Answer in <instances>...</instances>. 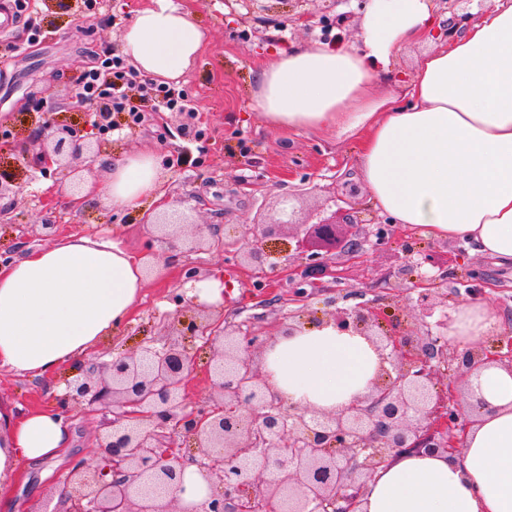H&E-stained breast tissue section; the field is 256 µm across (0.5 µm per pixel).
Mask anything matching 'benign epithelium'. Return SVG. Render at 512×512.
Instances as JSON below:
<instances>
[{"label":"benign epithelium","instance_id":"benign-epithelium-1","mask_svg":"<svg viewBox=\"0 0 512 512\" xmlns=\"http://www.w3.org/2000/svg\"><path fill=\"white\" fill-rule=\"evenodd\" d=\"M106 146L98 136L57 128L42 140L37 161L48 171L99 155ZM289 202L281 200L277 221L262 219L245 228L233 256L261 261L268 239L285 227L313 234L321 247H339L350 257L366 244L377 250L387 240L383 224H296ZM188 224L184 213L174 211L149 231L158 240L180 239L193 251L205 235L200 228L186 234ZM411 263L418 270V329L383 327L373 305L328 313L337 328L367 337L384 362L364 397L338 412L312 411L275 393L256 363L272 335L226 325L201 304L202 315L181 322L179 335L203 339L213 349V396L189 401L185 385L195 356L176 341L159 347L150 341L80 366L67 382L64 402L98 406L112 417L98 425L104 465L92 471L73 465L60 512H356L366 482L382 465L405 454L460 452L484 407L470 377L489 362L512 372V332L502 334L499 345L479 344L458 354L445 339L448 319L427 322L446 279L421 272L433 264L430 254ZM301 274L306 280L340 279L317 251L306 255ZM451 366L448 383L438 386L440 370ZM192 447L202 449L194 461L209 482L200 504L182 498V455Z\"/></svg>","mask_w":512,"mask_h":512}]
</instances>
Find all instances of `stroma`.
Returning a JSON list of instances; mask_svg holds the SVG:
<instances>
[{
    "instance_id": "35a3bbf8",
    "label": "stroma",
    "mask_w": 512,
    "mask_h": 512,
    "mask_svg": "<svg viewBox=\"0 0 512 512\" xmlns=\"http://www.w3.org/2000/svg\"><path fill=\"white\" fill-rule=\"evenodd\" d=\"M148 0H79L65 7L61 0H42L37 17L39 40L23 42L26 16L16 13L13 0H0V10L13 24L0 35V170L17 173L16 194L0 198V260L14 259L70 235H93L109 226L126 247L145 259V286L131 321L102 343L100 354L126 352L140 343L165 339L176 319L174 294L183 292L184 272L230 278L236 284L224 301L227 322L259 334H276L289 319L304 322L326 311V299L337 308L375 304L384 325H416L410 301L415 278L403 275L404 251L431 254L437 272L447 278L441 309L451 313L466 302L469 274L487 280L483 299L499 313L512 317V267L472 254L460 241L428 240L393 229L385 245L350 259L337 252L326 259L340 270L341 280L322 278L311 296L292 303L294 289L306 287L299 270L307 244L286 236V251L275 254L280 273L271 285L255 290L258 265L234 260L225 244L234 243L241 229L258 215L278 217V201L289 198L292 219L299 224L323 220L339 224H379L383 215L370 199L359 175L350 141L330 130L285 132L263 121L254 107L258 68L290 45L316 40L349 45L360 34L363 0H181L206 31L205 44L190 69L177 79L186 89L195 118L183 112H146L142 123L127 126L113 114L117 130L107 133L102 159L93 165L42 173L35 165L38 142L34 132L56 119L86 132L102 102L77 103L75 89L83 71L104 53L120 54V36L136 10ZM301 14L310 24L298 23ZM194 122L199 137L185 135ZM152 152L166 180L167 207L186 211L206 232L201 248L187 250L181 241L162 243L146 229L137 212L116 213L103 199L71 207L73 185L90 180L105 183L108 160L135 151ZM182 164H174V157ZM56 397L46 387L29 383L0 369V407H48ZM71 444L67 459L29 471L30 491L22 493L21 512H59L55 482L70 462H97L89 455L95 444L98 418L84 405L73 406Z\"/></svg>"
}]
</instances>
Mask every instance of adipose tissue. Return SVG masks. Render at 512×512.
Returning <instances> with one entry per match:
<instances>
[{
    "mask_svg": "<svg viewBox=\"0 0 512 512\" xmlns=\"http://www.w3.org/2000/svg\"><path fill=\"white\" fill-rule=\"evenodd\" d=\"M205 38L176 0H151L124 29L121 48L143 74L175 79ZM429 42L411 78L393 77L406 47ZM389 81L393 90L383 91ZM254 99L280 130L356 137L370 198L394 223L512 265V0L451 29L432 0H367L356 44L281 52L259 69ZM161 186L154 155L139 151L113 164L104 188L86 191L126 211L160 202ZM143 269L110 234L71 236L0 266V368L38 381L82 363L132 313ZM511 327L485 302H466L448 322V343L463 352ZM262 365L289 402L337 411L367 391L381 357L326 319L277 334ZM473 386L485 407L461 454L412 453L382 466L362 512H512V372L486 365ZM69 444L60 408L0 412V512H18L22 466Z\"/></svg>",
    "mask_w": 512,
    "mask_h": 512,
    "instance_id": "adipose-tissue-1",
    "label": "adipose tissue"
}]
</instances>
